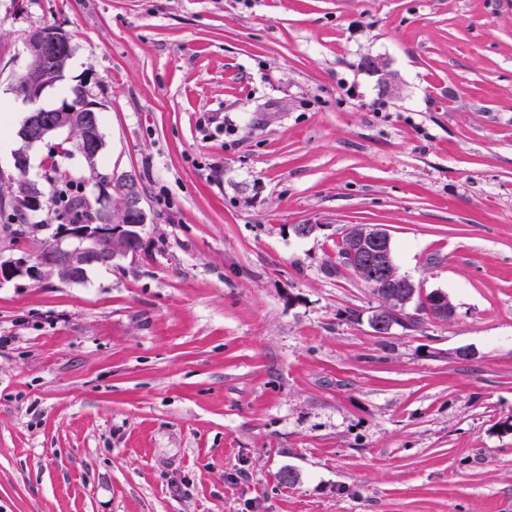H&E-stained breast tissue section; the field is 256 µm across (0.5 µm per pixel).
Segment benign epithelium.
I'll return each mask as SVG.
<instances>
[{
  "label": "benign epithelium",
  "instance_id": "1",
  "mask_svg": "<svg viewBox=\"0 0 512 512\" xmlns=\"http://www.w3.org/2000/svg\"><path fill=\"white\" fill-rule=\"evenodd\" d=\"M26 52L25 65L15 84L20 98L31 105L21 128L24 143H47L77 122L86 130L78 153L87 163H94L103 148L99 104L90 101L81 113L72 108L68 99L54 106L52 112L41 106L45 90L65 69L68 44L48 36L43 28L35 27L27 35ZM121 181L130 187L121 223L64 224L59 227L55 241L42 248L34 264H29L25 257L0 259V283L24 275L34 276L42 269L73 282L87 269L108 267L117 258L131 253L132 238L149 223V214L132 188L131 176L125 175ZM343 237L349 268L370 285L382 302L371 322L375 334H387L394 327V321L405 318L411 310L439 320L454 315V305L446 293L437 291L432 299L426 300L411 279L399 274L393 259L391 236L384 225H351L344 230Z\"/></svg>",
  "mask_w": 512,
  "mask_h": 512
}]
</instances>
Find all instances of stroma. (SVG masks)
I'll list each match as a JSON object with an SVG mask.
<instances>
[{"label": "stroma", "instance_id": "35a3bbf8", "mask_svg": "<svg viewBox=\"0 0 512 512\" xmlns=\"http://www.w3.org/2000/svg\"><path fill=\"white\" fill-rule=\"evenodd\" d=\"M45 24L42 104L85 85L104 148H30L21 221ZM0 96V257L52 241L54 163L152 218L83 281L0 284V512H512V0H0ZM351 224L453 317L376 335ZM44 27L53 37L60 35L66 42L49 37L42 27L33 28L27 35V58L15 89L20 98L32 107L24 117L21 136L26 144H43L68 131L72 124L78 122L85 128L86 136L81 143V126L77 124L70 127L74 150L80 147L78 153L88 164H93L103 148V135L98 118L99 104L89 101L81 114L75 112L71 102L73 107L80 109L87 93L81 86H77L71 91V102L68 99L61 101L53 107L54 112H46L47 108L41 106L45 90L54 84L57 76L65 69L69 49L67 43L71 45L70 37L63 29L56 25Z\"/></svg>", "mask_w": 512, "mask_h": 512}]
</instances>
